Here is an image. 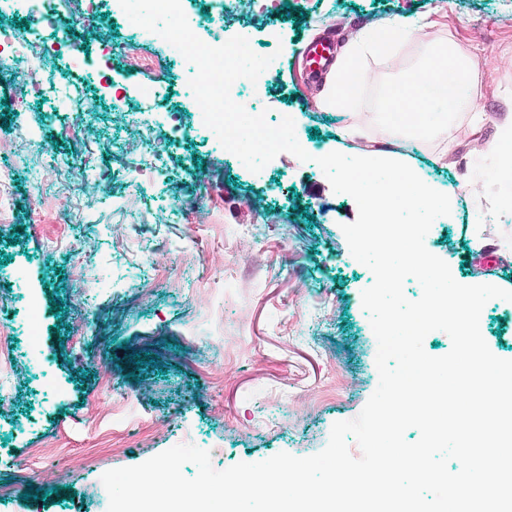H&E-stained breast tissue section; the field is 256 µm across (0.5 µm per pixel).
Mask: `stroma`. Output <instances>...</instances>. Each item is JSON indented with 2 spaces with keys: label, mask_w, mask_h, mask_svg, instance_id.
Here are the masks:
<instances>
[{
  "label": "stroma",
  "mask_w": 512,
  "mask_h": 512,
  "mask_svg": "<svg viewBox=\"0 0 512 512\" xmlns=\"http://www.w3.org/2000/svg\"><path fill=\"white\" fill-rule=\"evenodd\" d=\"M213 33L248 39L258 55L280 54L244 107L288 113L310 154L282 153L257 173L225 154L200 129L196 101L166 45L129 19L95 15L70 37L89 56L112 39L104 80L77 70L52 99L13 103L18 87L0 69V169H9L14 205L0 220V329L10 331L12 369L0 373V512H107V493L90 494L110 469L135 466L178 444L209 450L214 469L278 453L316 454L335 422L358 416L378 386L377 340L362 306L371 271L352 256L343 225L354 199L334 193L318 157L333 151L385 153L446 192L427 249L464 285L512 291V236L490 211L495 184L472 189L470 160L512 113V0H191ZM428 15L425 42L367 60L350 103L366 115L422 57L426 42L451 40L469 55L486 120L459 113L446 139L382 135L365 124L341 139L344 123L325 105V79L308 74L320 39L337 48L382 19ZM81 83L92 112L72 111ZM154 101V138L165 167L137 190L104 180L135 172L136 134L119 113ZM71 136H61L64 126ZM318 138H311L310 128ZM62 165L43 164L44 148ZM40 223H32L31 212ZM40 296L30 312L26 294ZM480 331L491 352L512 360V302L489 301ZM147 434L135 448L113 436ZM53 446L52 455L34 449Z\"/></svg>",
  "instance_id": "35a3bbf8"
}]
</instances>
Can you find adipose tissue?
I'll use <instances>...</instances> for the list:
<instances>
[{
  "label": "adipose tissue",
  "instance_id": "obj_1",
  "mask_svg": "<svg viewBox=\"0 0 512 512\" xmlns=\"http://www.w3.org/2000/svg\"><path fill=\"white\" fill-rule=\"evenodd\" d=\"M428 26L424 16L410 21L384 20L361 31L343 49L327 78L325 96L330 109L348 117L340 136H356L366 121L365 115L350 109L351 90L364 76L365 60L398 52L409 42L422 39ZM462 110L469 112L473 123L483 122L484 115L474 104L472 62L456 43L436 42L407 80L386 89L379 125L382 130L423 140L442 134Z\"/></svg>",
  "mask_w": 512,
  "mask_h": 512
}]
</instances>
